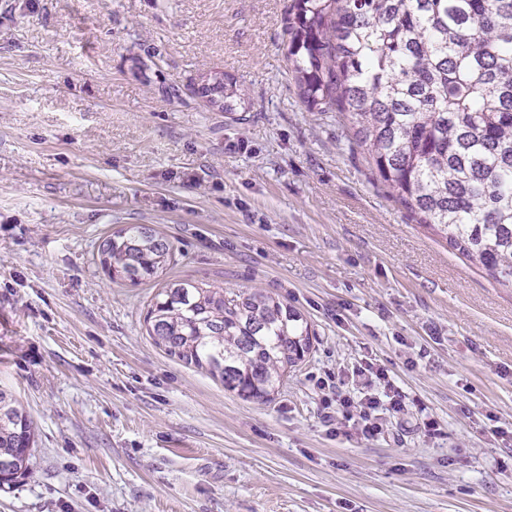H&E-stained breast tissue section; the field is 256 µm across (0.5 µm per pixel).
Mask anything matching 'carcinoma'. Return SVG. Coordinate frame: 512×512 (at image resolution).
I'll return each instance as SVG.
<instances>
[{
    "label": "carcinoma",
    "mask_w": 512,
    "mask_h": 512,
    "mask_svg": "<svg viewBox=\"0 0 512 512\" xmlns=\"http://www.w3.org/2000/svg\"><path fill=\"white\" fill-rule=\"evenodd\" d=\"M288 61L307 110L344 130L418 223L512 283V0H291ZM222 77L194 92L231 115L240 94ZM97 254L111 279L138 284L174 262L175 246L127 224ZM145 323L168 356L262 403L316 341L265 290L197 280L161 289ZM34 445L32 417L0 389V486L29 472Z\"/></svg>",
    "instance_id": "obj_1"
}]
</instances>
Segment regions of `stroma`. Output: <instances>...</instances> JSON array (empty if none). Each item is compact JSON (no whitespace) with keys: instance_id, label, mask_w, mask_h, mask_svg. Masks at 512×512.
<instances>
[{"instance_id":"stroma-1","label":"stroma","mask_w":512,"mask_h":512,"mask_svg":"<svg viewBox=\"0 0 512 512\" xmlns=\"http://www.w3.org/2000/svg\"><path fill=\"white\" fill-rule=\"evenodd\" d=\"M291 0H0V387L37 425L0 512H512V285L418 224L306 110ZM215 70L236 118L193 93ZM150 224L154 279L100 239ZM262 288L315 350L271 401L156 347L166 282ZM400 394L357 434L317 378ZM97 254L111 279L138 284L174 262L175 246L148 224H127L102 238Z\"/></svg>"}]
</instances>
